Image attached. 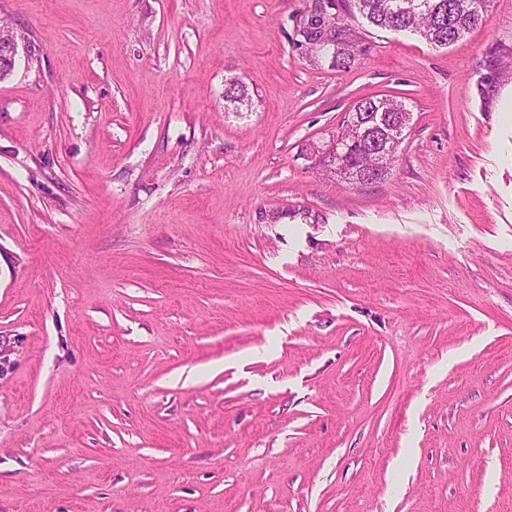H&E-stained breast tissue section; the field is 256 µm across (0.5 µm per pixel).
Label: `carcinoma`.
Instances as JSON below:
<instances>
[{"label":"carcinoma","mask_w":512,"mask_h":512,"mask_svg":"<svg viewBox=\"0 0 512 512\" xmlns=\"http://www.w3.org/2000/svg\"><path fill=\"white\" fill-rule=\"evenodd\" d=\"M363 19L370 25L389 31H410L435 47H446L482 23L483 0H354ZM332 54L341 65L351 62V54L341 45L346 43L342 31L332 34ZM245 90L235 79L224 84V102L242 103ZM407 111L401 102L363 97L353 105L354 112Z\"/></svg>","instance_id":"cac0c4a2"}]
</instances>
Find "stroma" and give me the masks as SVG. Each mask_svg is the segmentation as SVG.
Returning a JSON list of instances; mask_svg holds the SVG:
<instances>
[{
  "label": "stroma",
  "mask_w": 512,
  "mask_h": 512,
  "mask_svg": "<svg viewBox=\"0 0 512 512\" xmlns=\"http://www.w3.org/2000/svg\"><path fill=\"white\" fill-rule=\"evenodd\" d=\"M0 0V512H512V0ZM248 93L224 107V84ZM384 181L322 175L360 98ZM354 0L363 19L389 31H410L430 45L446 47L482 23L491 0ZM423 2L427 9L415 4ZM453 22V23H451ZM315 12L321 14L322 16V25L319 27L320 29L317 30L322 31L324 34H327L330 31L333 33V31L336 30V18L332 14H329V18H326L327 12L322 4L315 7L314 13ZM342 35V30H336V33L334 32V34H332L328 40V42H332L334 44L332 54L334 55L335 61L340 65L349 64L352 58L351 54L343 49V44L348 40L343 38ZM22 57L27 62L32 59L29 41L13 32L0 37V80L11 75ZM397 108H400V111ZM361 112H372V114L366 116L365 113ZM375 112H383L379 121H377ZM384 112H401V114L391 122L385 119ZM410 117V110L401 101L398 103L390 100H378L372 96L358 99L351 111L346 113V120L348 123H358L363 127L365 133L364 144L368 151H371V154L376 156L379 161L376 164L365 163L363 165L365 168H361L360 165L352 168L345 167V169L337 168L339 175L336 177L340 181L360 186L380 182L390 171L388 162L382 152L390 154L395 159L396 149L399 143H402L405 136L403 132L410 122ZM368 123H373L372 127H367ZM374 130L375 132H373ZM370 131L373 134L368 133ZM374 133H376V136ZM391 146L395 147L394 151H391ZM352 171L355 172V175L351 174Z\"/></svg>",
  "instance_id": "35a3bbf8"
}]
</instances>
